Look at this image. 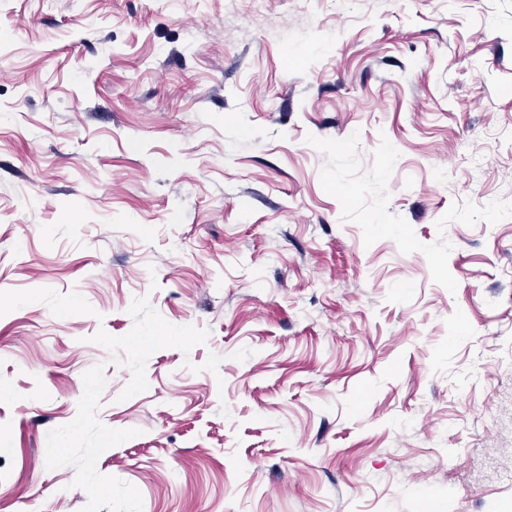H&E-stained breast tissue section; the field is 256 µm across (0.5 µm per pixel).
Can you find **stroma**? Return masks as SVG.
I'll use <instances>...</instances> for the list:
<instances>
[{
    "instance_id": "35a3bbf8",
    "label": "stroma",
    "mask_w": 512,
    "mask_h": 512,
    "mask_svg": "<svg viewBox=\"0 0 512 512\" xmlns=\"http://www.w3.org/2000/svg\"><path fill=\"white\" fill-rule=\"evenodd\" d=\"M512 512V0H0V512Z\"/></svg>"
}]
</instances>
